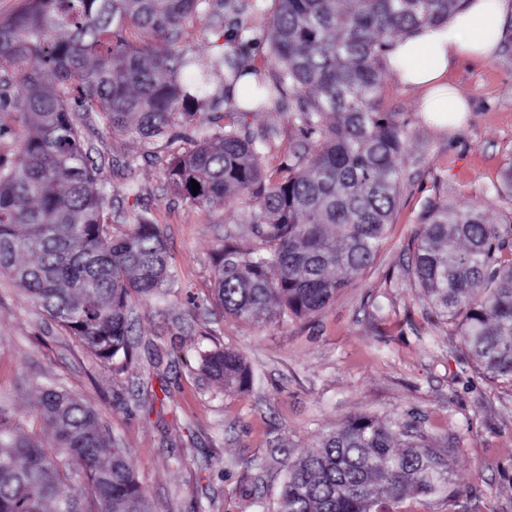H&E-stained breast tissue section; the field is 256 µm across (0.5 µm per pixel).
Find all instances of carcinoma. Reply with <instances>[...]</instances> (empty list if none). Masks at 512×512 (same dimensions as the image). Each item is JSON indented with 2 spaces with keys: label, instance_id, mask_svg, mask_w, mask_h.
Instances as JSON below:
<instances>
[{
  "label": "carcinoma",
  "instance_id": "carcinoma-1",
  "mask_svg": "<svg viewBox=\"0 0 512 512\" xmlns=\"http://www.w3.org/2000/svg\"><path fill=\"white\" fill-rule=\"evenodd\" d=\"M262 28L272 75L251 66L249 18L259 0H22L0 19V107L24 128L18 155L0 164V274L9 276L69 335L108 366L133 353V303L175 288L159 225L141 216L111 231L105 158L81 126L101 115L143 144L192 104L218 105L250 73L241 98L264 112L288 92L300 148L267 175L276 132L235 123L167 159L172 190L215 210L251 205L252 246L221 249L215 300L252 321L276 307L281 320L325 308L354 271L370 266L397 207L398 159L409 132L380 110L385 48L437 24L465 0H271ZM205 17L231 37L202 62L187 28ZM199 185L192 195L191 180ZM512 225L475 209L434 204L411 256L430 315L458 326L465 350L491 383L512 387ZM200 371L242 390L252 374L239 354L216 349ZM31 419L46 443L0 407V512H146L126 451L96 410L56 382H32ZM405 423L353 416L319 450L288 462L277 512H387L407 495L457 503L445 459ZM80 481L85 495L74 493Z\"/></svg>",
  "mask_w": 512,
  "mask_h": 512
}]
</instances>
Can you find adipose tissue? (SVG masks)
<instances>
[{"mask_svg": "<svg viewBox=\"0 0 512 512\" xmlns=\"http://www.w3.org/2000/svg\"><path fill=\"white\" fill-rule=\"evenodd\" d=\"M512 0H469L440 26H423L389 48L385 64L403 85L422 93L421 110L444 129L461 126L470 106L448 82L454 65L495 59Z\"/></svg>", "mask_w": 512, "mask_h": 512, "instance_id": "adipose-tissue-1", "label": "adipose tissue"}]
</instances>
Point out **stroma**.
I'll use <instances>...</instances> for the list:
<instances>
[{"label":"stroma","mask_w":512,"mask_h":512,"mask_svg":"<svg viewBox=\"0 0 512 512\" xmlns=\"http://www.w3.org/2000/svg\"><path fill=\"white\" fill-rule=\"evenodd\" d=\"M448 80L471 102L460 128L428 123L421 94L384 73L381 108L409 129L398 206L373 264L353 272L320 312L288 323L226 317L214 300L213 257L228 228L244 223L235 200L205 211L171 190L166 160L190 148L207 117H175L152 146L94 118L82 137L105 156L112 224L147 215L158 224L178 286L166 299L137 304L135 360L106 367L0 276V405L29 418L30 382L49 378L94 407L125 448L148 512H274L288 460L315 451L347 418L416 420L445 458L462 493L456 512H512V389L486 380L467 360L456 326L428 319L408 270L409 251L428 203L512 222V194L501 192L512 166V39L490 64L453 67ZM294 101L264 112H234L242 127H274L280 151L298 136ZM235 350L254 372L243 391L198 371L203 352Z\"/></svg>","instance_id":"obj_1"}]
</instances>
